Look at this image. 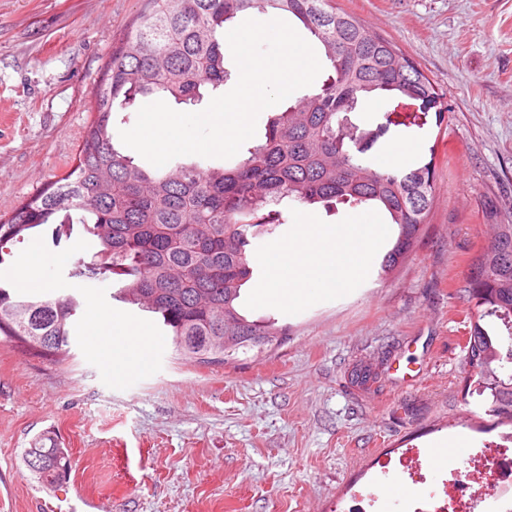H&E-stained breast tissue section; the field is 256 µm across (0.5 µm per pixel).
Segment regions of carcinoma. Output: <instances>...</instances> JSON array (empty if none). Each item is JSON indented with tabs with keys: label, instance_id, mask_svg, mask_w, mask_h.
I'll use <instances>...</instances> for the list:
<instances>
[{
	"label": "carcinoma",
	"instance_id": "cac0c4a2",
	"mask_svg": "<svg viewBox=\"0 0 512 512\" xmlns=\"http://www.w3.org/2000/svg\"><path fill=\"white\" fill-rule=\"evenodd\" d=\"M255 11L295 18L318 41L330 67L316 89L266 118L262 143L246 148L230 166L176 161L155 171L116 147L113 113L127 111L137 98L197 105L202 87L216 90L230 80L224 30ZM384 94L436 105L442 99L412 59L335 0H144L105 65L74 165L0 218V264L7 245L63 212L95 243L88 264H73L69 277L120 284L112 298L159 315L176 359L224 365L241 352L259 355L278 347L287 326L274 318L247 319L238 299L253 275L252 240L287 223L288 206L383 208L399 229L381 264L385 276L410 255L427 223L434 168L380 171L364 151L336 136V119L348 103L360 106ZM493 229L463 286L476 306L464 350L480 368L471 383L481 395L512 357V224ZM80 306L74 293L31 298L0 287V335L43 356L64 357ZM487 317L500 321L507 342L490 335L482 324ZM378 376L357 366L350 382L364 387ZM490 397L489 412L512 424V384ZM32 457L41 467H28L41 482L67 479V449L40 439L25 451V458Z\"/></svg>",
	"mask_w": 512,
	"mask_h": 512
}]
</instances>
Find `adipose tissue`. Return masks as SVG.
I'll return each mask as SVG.
<instances>
[{
  "mask_svg": "<svg viewBox=\"0 0 512 512\" xmlns=\"http://www.w3.org/2000/svg\"><path fill=\"white\" fill-rule=\"evenodd\" d=\"M388 237L387 225L361 216L347 224H320L301 215L288 241L253 257L265 275L257 287L264 303L302 305L327 290L346 292L375 258ZM93 350L114 374L130 364L146 366L151 336L146 328L89 305L84 324Z\"/></svg>",
  "mask_w": 512,
  "mask_h": 512,
  "instance_id": "adipose-tissue-1",
  "label": "adipose tissue"
}]
</instances>
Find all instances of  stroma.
<instances>
[{"label":"stroma","instance_id":"stroma-1","mask_svg":"<svg viewBox=\"0 0 512 512\" xmlns=\"http://www.w3.org/2000/svg\"><path fill=\"white\" fill-rule=\"evenodd\" d=\"M416 62L444 98V113L395 97L356 125H391L367 151L377 162L404 138L416 165L432 164L434 203L409 260L390 275L372 265L348 292L304 306L264 305L255 270L245 315L288 328L271 351L221 366L173 357L169 332L148 313L112 300L111 282L69 278L92 246L64 214L11 245L48 259L45 281L79 292L145 326L146 368L110 374L75 328L54 362L0 342V512H349L379 481L404 494L391 512H414L449 474L511 429L467 386L461 287L490 237L489 212L512 222V0H336ZM143 0H0V216L62 176L91 119L101 74ZM379 360L378 383L351 385L356 363ZM42 434L68 448L65 483L37 481L24 451ZM464 434L453 470L413 482L399 461L409 448Z\"/></svg>","mask_w":512,"mask_h":512}]
</instances>
